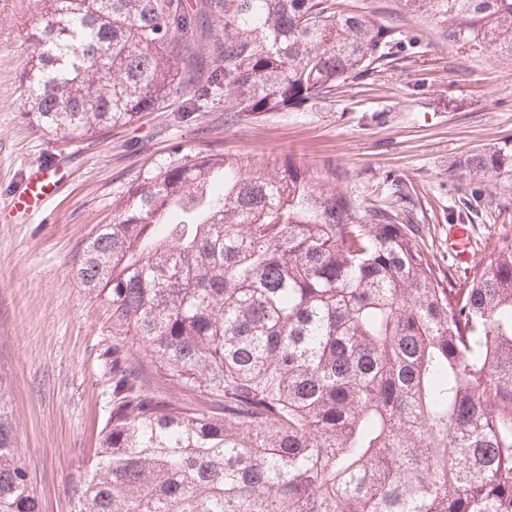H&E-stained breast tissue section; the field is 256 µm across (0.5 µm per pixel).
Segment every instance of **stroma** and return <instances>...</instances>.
Listing matches in <instances>:
<instances>
[{
	"label": "stroma",
	"mask_w": 512,
	"mask_h": 512,
	"mask_svg": "<svg viewBox=\"0 0 512 512\" xmlns=\"http://www.w3.org/2000/svg\"><path fill=\"white\" fill-rule=\"evenodd\" d=\"M397 32L390 59L349 77L336 93L285 112L228 120L224 103L167 107L100 136L69 144L22 114L39 0H0V399L40 512H73L71 482L84 470L112 406V369H135L145 389L210 410V397L166 377L159 359L118 332L112 310L75 283L71 262L112 199L146 164L172 149L249 162L310 166L359 210H387L411 225L435 269L465 283L512 239V191L470 179L459 160L512 141V59L486 46L452 43L428 14L403 0H346ZM56 165L58 191L28 223L13 195L30 167ZM478 197L468 216L465 204ZM471 233L469 263L448 248L451 225Z\"/></svg>",
	"instance_id": "1"
}]
</instances>
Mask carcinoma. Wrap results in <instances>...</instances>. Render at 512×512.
Returning <instances> with one entry per match:
<instances>
[{
	"instance_id": "obj_1",
	"label": "carcinoma",
	"mask_w": 512,
	"mask_h": 512,
	"mask_svg": "<svg viewBox=\"0 0 512 512\" xmlns=\"http://www.w3.org/2000/svg\"><path fill=\"white\" fill-rule=\"evenodd\" d=\"M42 2L23 113L62 141L199 81L231 119L286 112L396 41L340 0ZM404 2L512 57V0ZM459 168L508 188L512 146ZM312 181L176 149L91 228L76 283L219 411L115 369L73 512H512V240L445 288L408 225ZM0 512H38L1 400Z\"/></svg>"
}]
</instances>
